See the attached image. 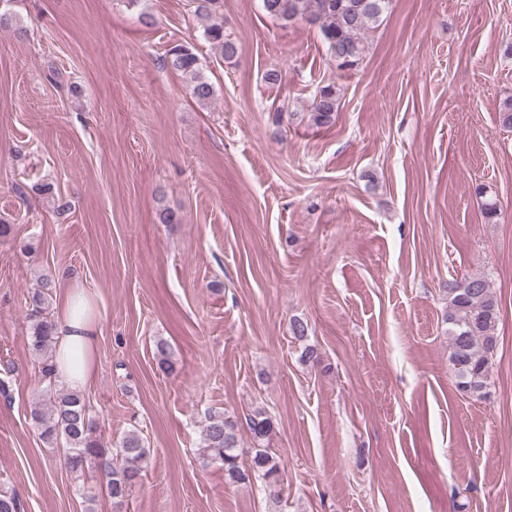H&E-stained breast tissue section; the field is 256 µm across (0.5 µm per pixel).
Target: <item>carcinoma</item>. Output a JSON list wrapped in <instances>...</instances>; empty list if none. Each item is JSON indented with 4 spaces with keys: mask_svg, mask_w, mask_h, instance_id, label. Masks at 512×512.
Masks as SVG:
<instances>
[{
    "mask_svg": "<svg viewBox=\"0 0 512 512\" xmlns=\"http://www.w3.org/2000/svg\"><path fill=\"white\" fill-rule=\"evenodd\" d=\"M390 0H262L263 10L285 24L304 20L319 27L323 43L336 58L338 68H355L368 52L364 33L376 25L387 10ZM220 0H197V14L207 18L206 39L219 48L224 59L237 53V45L224 29V17L219 14ZM166 64L190 77L191 95L201 105L215 96L213 84L198 69V58L186 46L175 45L168 50ZM340 105L336 84L320 86L311 102V117L315 124L328 126L335 119ZM51 283L45 281L35 290L29 303L27 344L38 359L41 380L47 389L56 386L54 321L49 317ZM448 324L450 362L456 377L458 392L476 399L487 395L490 369L497 347L499 304L489 282L482 276H464L448 282ZM32 418L41 427V436L48 443L63 439L67 451L66 463L71 471L84 473L92 464L105 475L107 488L115 504L124 502L132 486L141 476L149 456V448L136 430L126 432L107 449L103 439L94 433L89 407L82 395L59 392L49 408L36 407ZM253 452L243 463L237 424L222 412L209 415L205 424L199 454L224 469L230 483L246 484L260 480L271 495H278L282 473L280 461L264 448L273 432L270 415L256 409L247 418Z\"/></svg>",
    "mask_w": 512,
    "mask_h": 512,
    "instance_id": "1",
    "label": "carcinoma"
}]
</instances>
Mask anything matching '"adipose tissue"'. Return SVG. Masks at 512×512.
<instances>
[{
	"mask_svg": "<svg viewBox=\"0 0 512 512\" xmlns=\"http://www.w3.org/2000/svg\"><path fill=\"white\" fill-rule=\"evenodd\" d=\"M84 301L81 288H69L54 318L57 376L75 391L94 375V353L101 332L97 318L80 313Z\"/></svg>",
	"mask_w": 512,
	"mask_h": 512,
	"instance_id": "ef3b65f1",
	"label": "adipose tissue"
}]
</instances>
